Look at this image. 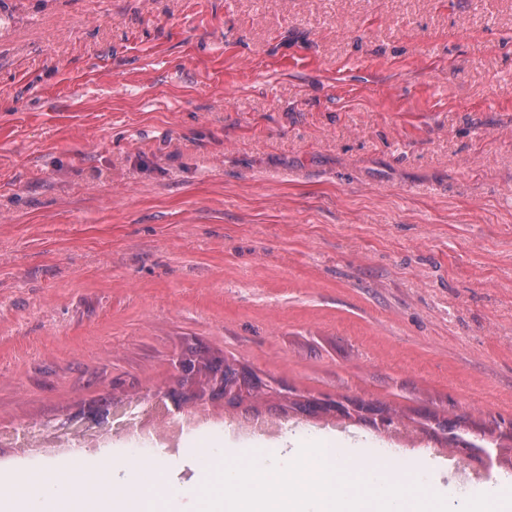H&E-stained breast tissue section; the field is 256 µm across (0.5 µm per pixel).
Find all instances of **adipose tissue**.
I'll return each instance as SVG.
<instances>
[{
  "mask_svg": "<svg viewBox=\"0 0 512 512\" xmlns=\"http://www.w3.org/2000/svg\"><path fill=\"white\" fill-rule=\"evenodd\" d=\"M133 489L119 496L111 481L112 466L97 464L91 475L51 466L24 479V493L15 494L8 512H23L25 495L44 498V512H156L158 501L171 498L161 469L139 461L126 462Z\"/></svg>",
  "mask_w": 512,
  "mask_h": 512,
  "instance_id": "obj_1",
  "label": "adipose tissue"
}]
</instances>
